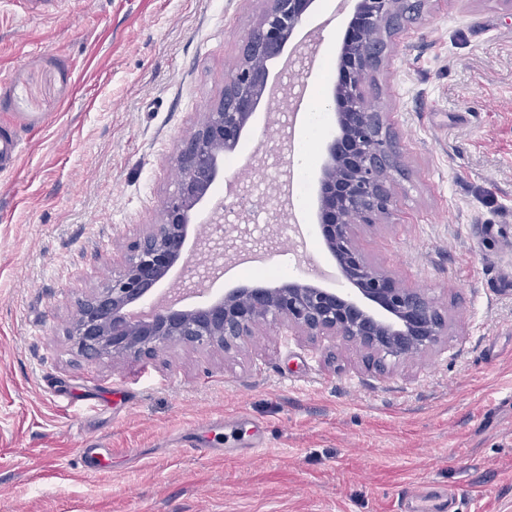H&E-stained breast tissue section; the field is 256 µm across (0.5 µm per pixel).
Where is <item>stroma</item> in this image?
Returning a JSON list of instances; mask_svg holds the SVG:
<instances>
[{"label":"stroma","instance_id":"1","mask_svg":"<svg viewBox=\"0 0 512 512\" xmlns=\"http://www.w3.org/2000/svg\"><path fill=\"white\" fill-rule=\"evenodd\" d=\"M365 83L399 156L394 203L355 240L448 315V341L393 371L357 346L263 327L224 353L89 360L77 303L159 221L175 158L224 93L264 0H15L0 10V512H512V0H410ZM306 29L339 54L351 11ZM289 156L316 183L335 75ZM280 114L260 102L197 207L274 185ZM263 440L262 453L249 449ZM104 467L77 462L85 443ZM22 152L20 140L12 133H0V171H7L15 165Z\"/></svg>","mask_w":512,"mask_h":512}]
</instances>
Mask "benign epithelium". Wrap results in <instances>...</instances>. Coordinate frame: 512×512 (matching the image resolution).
<instances>
[{"label":"benign epithelium","instance_id":"benign-epithelium-1","mask_svg":"<svg viewBox=\"0 0 512 512\" xmlns=\"http://www.w3.org/2000/svg\"><path fill=\"white\" fill-rule=\"evenodd\" d=\"M313 3L268 0L244 41L240 63L225 80L222 98L202 113L183 141L176 157L180 179L163 203L162 221L144 225L112 280L78 301L69 336L80 354L140 359L178 345L226 353L268 326L356 344L367 362L388 372L448 335L447 315L425 294L402 287L368 261L354 239L355 226L379 223L393 206L385 172L393 169L395 155L366 107L364 79L379 64L370 58L369 47L382 39L404 0H357L332 91L338 133L321 164L316 217L352 291L299 279L234 288L204 307L159 305L146 321L129 315L152 298L177 263H191L186 242L193 211L223 171L224 154L235 151L249 127L267 88V62L283 54Z\"/></svg>","mask_w":512,"mask_h":512}]
</instances>
